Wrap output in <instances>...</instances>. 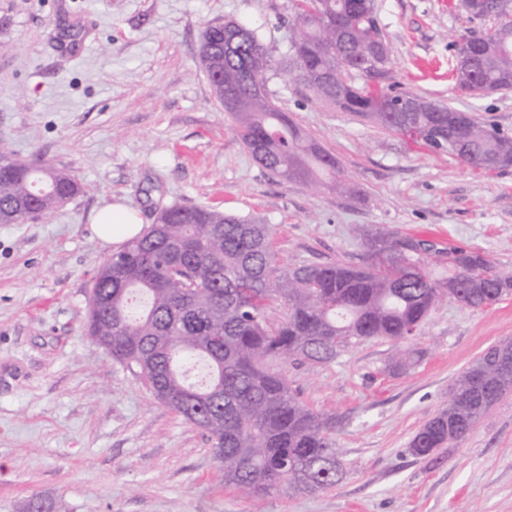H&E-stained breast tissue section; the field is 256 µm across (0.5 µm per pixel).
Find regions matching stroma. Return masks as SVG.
Returning <instances> with one entry per match:
<instances>
[{"label": "stroma", "mask_w": 512, "mask_h": 512, "mask_svg": "<svg viewBox=\"0 0 512 512\" xmlns=\"http://www.w3.org/2000/svg\"><path fill=\"white\" fill-rule=\"evenodd\" d=\"M392 45L382 86L472 113L512 135V90L462 95L453 49L461 0H376ZM292 0H0V149L68 171L80 192L45 218L0 224V512L35 496L57 512H512V394L464 439L408 446L456 378L512 340V296L442 301L398 344L371 339L292 367L302 400L335 416L341 479L315 494L246 498L224 484L207 432L150 398L85 331L90 279L113 253L92 229L120 202L142 224L173 203L260 216L285 265L355 260L358 230L464 245L512 264V166L485 173L271 78L272 101L331 153L355 194L313 192L260 167L199 65L205 27H259L289 55Z\"/></svg>", "instance_id": "obj_1"}]
</instances>
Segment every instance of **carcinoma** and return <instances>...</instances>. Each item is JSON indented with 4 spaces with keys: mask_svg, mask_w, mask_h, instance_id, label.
<instances>
[{
    "mask_svg": "<svg viewBox=\"0 0 512 512\" xmlns=\"http://www.w3.org/2000/svg\"><path fill=\"white\" fill-rule=\"evenodd\" d=\"M296 22L289 29V62L274 66L273 45L258 30L236 21L209 24L199 62L215 98L239 101V136L248 150L263 145L255 161L285 181L319 191L353 185L336 176L333 155L314 147L288 115L257 92L256 81L285 76L314 97L372 120L382 128L416 137L466 165L492 172L512 165V136L473 118L463 151L438 136L450 108L435 102L414 115V127L398 123L387 105L393 93L352 81L354 75H381L391 62V46L375 20L374 0H294ZM472 19L493 17L489 33L462 36L457 51L492 41L475 59L477 86L463 67L452 69L456 88L470 96L512 89V0H491ZM364 66L343 70L341 60ZM336 72L332 84L315 83L306 72ZM22 174L0 178V222L36 220L20 213L19 199L43 195L38 215L46 216L79 193L68 172L38 158L23 162ZM274 228L260 218L229 215L211 207L174 203L124 247L112 254V271L93 276L86 328L104 340L112 361L135 371L154 400L209 433L224 484L256 498L272 492L314 494L339 480L335 421L304 404L290 385L285 365L326 364L362 340H407L419 332L448 294L440 282L483 280L460 288L453 300L471 309L497 303L512 293V268L505 269L479 250L454 246L456 263L435 278L431 257L403 253L404 235L388 226L362 231L364 253L356 262L288 266L273 246ZM285 314L269 317L273 305ZM499 345L489 347L456 380L448 405L413 437L409 451L427 457L469 435L480 418L512 392V374L501 373ZM403 349L387 366L395 373L419 359ZM201 362L210 378L188 381L184 365Z\"/></svg>",
    "mask_w": 512,
    "mask_h": 512,
    "instance_id": "1",
    "label": "carcinoma"
}]
</instances>
